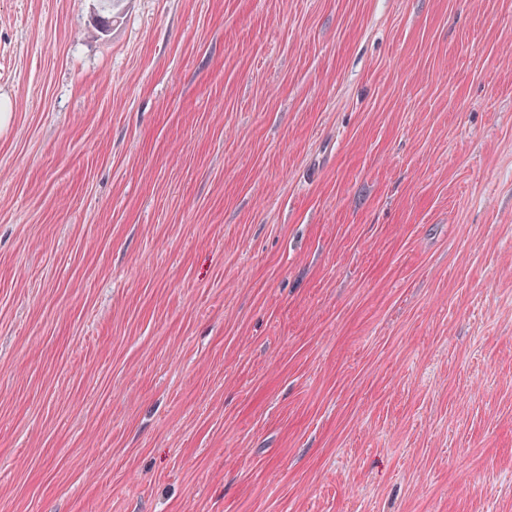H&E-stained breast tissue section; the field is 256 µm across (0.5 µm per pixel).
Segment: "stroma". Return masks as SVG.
Segmentation results:
<instances>
[{"label": "stroma", "mask_w": 512, "mask_h": 512, "mask_svg": "<svg viewBox=\"0 0 512 512\" xmlns=\"http://www.w3.org/2000/svg\"><path fill=\"white\" fill-rule=\"evenodd\" d=\"M0 0V512H512V0Z\"/></svg>", "instance_id": "obj_1"}]
</instances>
